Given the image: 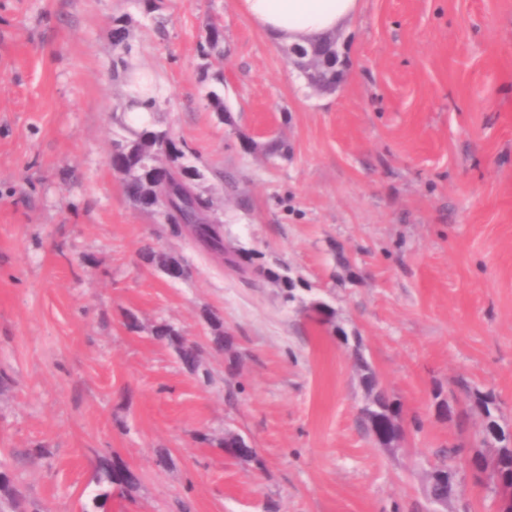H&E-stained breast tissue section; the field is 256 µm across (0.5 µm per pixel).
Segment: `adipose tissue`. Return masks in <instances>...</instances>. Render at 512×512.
<instances>
[{
	"instance_id": "ef3b65f1",
	"label": "adipose tissue",
	"mask_w": 512,
	"mask_h": 512,
	"mask_svg": "<svg viewBox=\"0 0 512 512\" xmlns=\"http://www.w3.org/2000/svg\"><path fill=\"white\" fill-rule=\"evenodd\" d=\"M361 0H239L241 11L268 38L308 46L356 17Z\"/></svg>"
}]
</instances>
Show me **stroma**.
<instances>
[{
  "label": "stroma",
  "mask_w": 512,
  "mask_h": 512,
  "mask_svg": "<svg viewBox=\"0 0 512 512\" xmlns=\"http://www.w3.org/2000/svg\"><path fill=\"white\" fill-rule=\"evenodd\" d=\"M155 6L0 0V462L44 512L91 507L105 461L137 478L112 512L424 507L457 438L434 391L493 389L512 425V0H362L331 94L238 0ZM116 18L152 125L195 151L225 238L269 277L242 280L126 196L108 163ZM214 23L224 61L207 70ZM148 245L186 276L143 261ZM212 315L230 350L212 348ZM164 323L201 345V372L156 339ZM361 357L423 420L399 448L360 424ZM228 429L256 461L215 447ZM496 509L459 469L447 512Z\"/></svg>",
  "instance_id": "stroma-1"
}]
</instances>
